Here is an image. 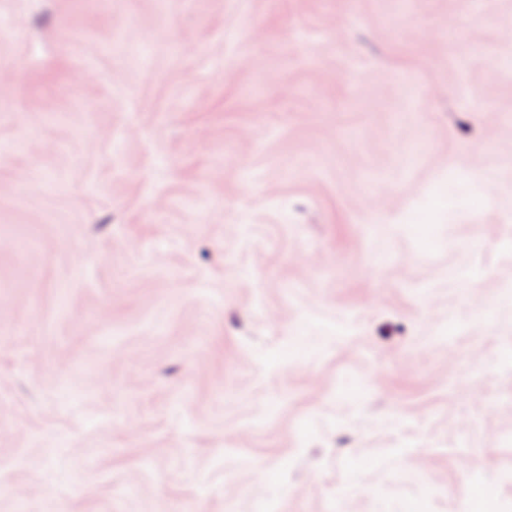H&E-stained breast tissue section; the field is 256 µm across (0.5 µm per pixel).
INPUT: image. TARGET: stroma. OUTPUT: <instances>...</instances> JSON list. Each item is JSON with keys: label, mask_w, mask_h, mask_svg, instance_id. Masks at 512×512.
Listing matches in <instances>:
<instances>
[{"label": "stroma", "mask_w": 512, "mask_h": 512, "mask_svg": "<svg viewBox=\"0 0 512 512\" xmlns=\"http://www.w3.org/2000/svg\"><path fill=\"white\" fill-rule=\"evenodd\" d=\"M512 512V0H0V512Z\"/></svg>", "instance_id": "obj_1"}]
</instances>
